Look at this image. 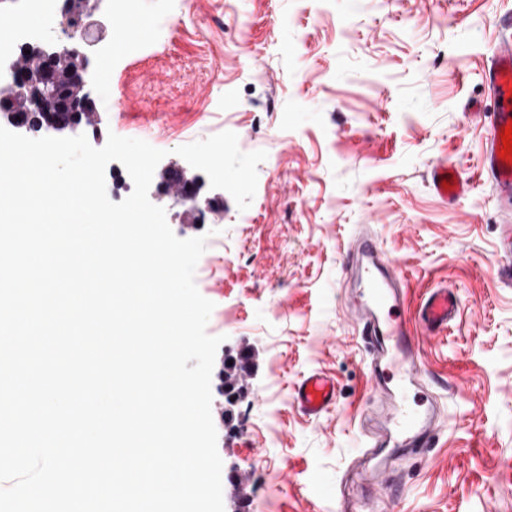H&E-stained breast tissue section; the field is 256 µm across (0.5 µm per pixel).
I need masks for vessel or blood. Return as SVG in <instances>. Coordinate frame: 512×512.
Here are the masks:
<instances>
[{"instance_id":"1","label":"vessel or blood","mask_w":512,"mask_h":512,"mask_svg":"<svg viewBox=\"0 0 512 512\" xmlns=\"http://www.w3.org/2000/svg\"><path fill=\"white\" fill-rule=\"evenodd\" d=\"M485 80L493 93V109L488 114L490 134L481 157L482 171L495 189L504 219L499 226L500 244L506 256H512V166L502 163L501 129L512 122V38H502L491 57ZM453 187H445V180ZM431 185L441 198L454 202L461 198L467 185L459 170L440 162L431 170ZM349 263L359 270V277L369 290V302H357L350 310L359 327V335L368 349L366 370L371 383L369 414L381 419L385 434L361 449L360 455L373 462L383 449H390L391 459L410 453L426 454L441 430L440 417L434 403L413 410L402 401L392 380L422 387L424 364L420 338L413 325L424 332L437 334L446 330L458 313L460 301L448 288L434 289L420 304L416 324L397 316L403 303L401 280L392 275L393 262L374 236L356 234L347 254ZM293 400L306 416L318 417L336 404V383L327 374L314 371L303 376L294 386Z\"/></svg>"}]
</instances>
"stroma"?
<instances>
[{
  "label": "stroma",
  "mask_w": 512,
  "mask_h": 512,
  "mask_svg": "<svg viewBox=\"0 0 512 512\" xmlns=\"http://www.w3.org/2000/svg\"><path fill=\"white\" fill-rule=\"evenodd\" d=\"M100 76L91 137L165 150L149 189L181 239L207 235L195 281L222 336L211 413L224 512H336L329 489L375 429L369 377L345 308L362 286L344 263L352 234H374L415 314L429 289H457L448 331L423 337L431 392L445 405L434 448L407 459L379 512H512V286L498 278L502 216L479 167L493 101L484 70L512 0H98ZM231 131L263 150L251 206L211 188L207 223L163 193L186 168L177 147ZM470 184L455 203L432 167ZM246 380L221 393L226 360ZM336 381L335 406L300 413L304 374ZM451 177H455V180H452V184L453 181H456V184H453V187L444 189V186H441L443 179L449 181ZM431 185L434 191L445 201L456 202L463 195L467 181L455 166L448 164V162H440L432 167Z\"/></svg>",
  "instance_id": "35a3bbf8"
}]
</instances>
